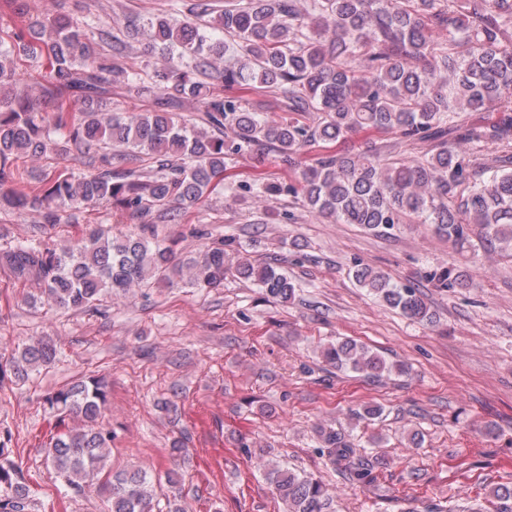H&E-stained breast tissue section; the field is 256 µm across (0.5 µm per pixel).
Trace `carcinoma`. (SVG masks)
<instances>
[{
  "mask_svg": "<svg viewBox=\"0 0 512 512\" xmlns=\"http://www.w3.org/2000/svg\"><path fill=\"white\" fill-rule=\"evenodd\" d=\"M224 0V11L202 24L199 13L177 19L159 14L143 24L146 51L178 63L136 71L97 52L80 24L58 15L7 34L0 47V207L31 209L43 225L69 223L74 211L94 203L116 206L142 227L174 203L191 209L224 181L226 159L265 145L292 163L313 148L323 153L299 164L297 185L257 181L264 200L288 192L302 206L333 224H357L385 233L406 221L432 224L457 252L491 246L512 257V0ZM237 41L239 55L224 65L225 44L214 31ZM448 36L444 44L433 34ZM466 45L463 54L455 52ZM46 57L48 84L37 94L14 90L19 77L13 49ZM219 73L227 95L204 81ZM120 88L137 96L171 89L198 103L201 115L187 127L173 109L178 100L155 98L145 112L66 110L73 98L90 102ZM279 90L284 121L265 116L261 99L244 108L240 92ZM55 99L48 120L35 101ZM315 113L312 122L300 117ZM470 112H496V122L477 126ZM356 133L398 134L420 149L412 159L381 153L375 145L331 150ZM491 141L499 155L488 162L467 159L459 145ZM122 147L124 167L112 169V148ZM72 154L89 168L75 178L55 173L30 186L14 172L24 155ZM8 186L3 191L1 187ZM224 245L205 246L182 265L172 250L143 235L110 236L97 225L55 245L35 239L0 255V270L38 285L40 296L64 309H90L114 296L187 275L197 288L224 284ZM235 271L257 282L272 298L295 294L288 276L272 265L241 257ZM355 283L416 320L430 319L421 292L398 286L384 273L355 265ZM442 290L462 288L469 274L454 267L429 273ZM54 345L36 339L0 362V380L21 378L50 364ZM338 369L366 377L408 371L352 339L324 349ZM108 382L89 376L52 392L46 403L57 415L56 431L43 451L47 466L74 490L95 484L108 494V512H153L157 480L142 468L113 470L112 432L99 425ZM320 451L345 480L368 476L361 449L333 428L318 430ZM266 479L287 512H335L334 492L305 473L272 463ZM490 507L476 512H512V486L492 492ZM23 474L0 462V512H31Z\"/></svg>",
  "mask_w": 512,
  "mask_h": 512,
  "instance_id": "carcinoma-1",
  "label": "carcinoma"
}]
</instances>
